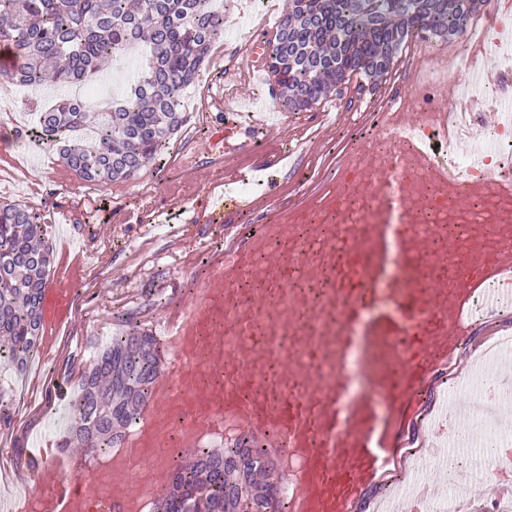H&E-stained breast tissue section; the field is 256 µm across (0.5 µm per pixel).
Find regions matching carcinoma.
Listing matches in <instances>:
<instances>
[{
  "label": "carcinoma",
  "mask_w": 512,
  "mask_h": 512,
  "mask_svg": "<svg viewBox=\"0 0 512 512\" xmlns=\"http://www.w3.org/2000/svg\"><path fill=\"white\" fill-rule=\"evenodd\" d=\"M487 0H288L266 59L277 104L308 111L343 90L382 88L417 38L464 35ZM224 37L213 0H0V50L16 66L0 81L35 87L87 82L106 59L145 41L127 94L99 110L64 96L37 113L33 135L59 150L73 175L105 184L135 179L189 121L184 92ZM52 262L46 224L0 203V372L23 370L37 347L40 294ZM156 339L133 326L112 337L81 376L70 436L88 451L118 448L142 417L160 374ZM271 452L251 440L203 448L177 466L152 512H285Z\"/></svg>",
  "instance_id": "1"
}]
</instances>
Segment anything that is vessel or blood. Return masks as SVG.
I'll use <instances>...</instances> for the list:
<instances>
[{
  "label": "vessel or blood",
  "mask_w": 512,
  "mask_h": 512,
  "mask_svg": "<svg viewBox=\"0 0 512 512\" xmlns=\"http://www.w3.org/2000/svg\"><path fill=\"white\" fill-rule=\"evenodd\" d=\"M267 47L257 33L237 81L266 72ZM440 63L420 43L403 86L416 87ZM224 109L216 91L201 115L210 124L208 154L234 165L240 182L266 171L269 190L243 199L227 180L206 184L190 221L225 225L224 254L173 305L165 372L141 424L105 463L104 492L44 456L24 512H146L135 481L162 498L173 479L171 449L197 447L227 427L279 453L290 479L288 512H357L373 489L382 492L374 512H431L435 489L404 463L417 442L441 461L450 440L468 429L427 400L446 377L452 389L466 388L470 375L455 366L479 312L512 311V178L459 180L423 141L380 163L350 139L321 167L303 171L294 193L279 176L283 155L247 163L239 124L212 120ZM419 120L386 102L372 125L394 134ZM350 193L376 221L351 218L326 236L319 217ZM456 198H490L495 206L451 225L397 219L400 210ZM93 253L91 239L57 240L41 290L38 357L53 356L75 322ZM311 320L321 332L307 338ZM475 353L492 371L481 421L496 426L512 370L502 367L506 352L495 342Z\"/></svg>",
  "instance_id": "1"
}]
</instances>
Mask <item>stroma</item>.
Returning a JSON list of instances; mask_svg holds the SVG:
<instances>
[{
	"mask_svg": "<svg viewBox=\"0 0 512 512\" xmlns=\"http://www.w3.org/2000/svg\"><path fill=\"white\" fill-rule=\"evenodd\" d=\"M280 9L286 0H279ZM224 40L217 43L183 101L185 112L194 117L218 87L225 66L242 67L243 46L257 25L275 29L280 16L263 18L258 0H224ZM235 110L262 114L275 135L288 143L293 155L289 168L303 169L320 160L351 137L358 117L356 106L347 99H336L306 112L278 115V106L260 86L223 87ZM65 88L46 83L16 91L10 101L0 102V129L31 128L33 102L52 104L64 96ZM322 130L323 139L311 133ZM26 151L34 159L9 181H0V202L22 203L36 210L48 226L50 240L65 233L79 234L87 225H98L106 239L107 253L102 261L90 264L89 285L80 295L79 318L61 351L48 359L31 357L26 369L5 382L0 393L9 403L10 425L0 446V459L10 465L13 481L0 488V497L22 505L32 492L30 469L38 452L47 456L70 457L72 449L62 448L68 433L71 400L77 382L94 354L109 345L112 336L126 325H134L155 337H162V321L172 302L188 291L199 273L224 248V227L220 224H188L181 234H171L164 224L149 223L147 215L128 223L122 219L124 190L137 192L139 204L155 199L165 204L172 194L194 200L206 179L224 173L223 166L211 164L204 150V133L192 120L170 148L148 164L139 177L108 185L76 182L66 187L56 183L51 165L58 159L55 148L32 136L25 140ZM46 382L45 399L31 401L29 387Z\"/></svg>",
	"mask_w": 512,
	"mask_h": 512,
	"instance_id": "1",
	"label": "stroma"
}]
</instances>
